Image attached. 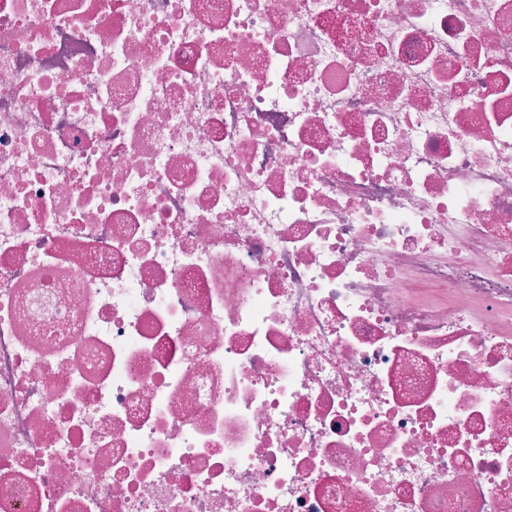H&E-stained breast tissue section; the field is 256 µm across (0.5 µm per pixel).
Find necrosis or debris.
Returning <instances> with one entry per match:
<instances>
[{
    "label": "necrosis or debris",
    "instance_id": "necrosis-or-debris-1",
    "mask_svg": "<svg viewBox=\"0 0 512 512\" xmlns=\"http://www.w3.org/2000/svg\"><path fill=\"white\" fill-rule=\"evenodd\" d=\"M0 512H512V0H0Z\"/></svg>",
    "mask_w": 512,
    "mask_h": 512
}]
</instances>
